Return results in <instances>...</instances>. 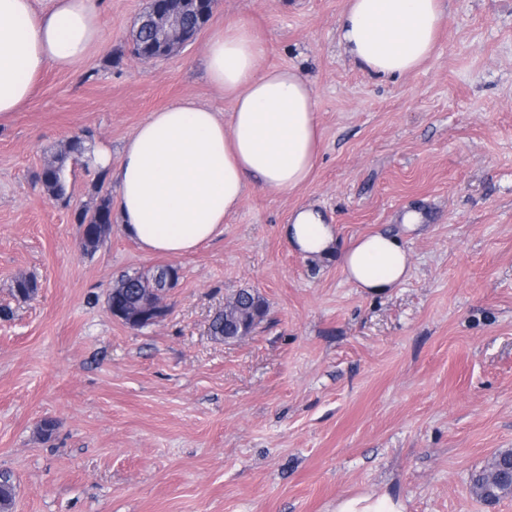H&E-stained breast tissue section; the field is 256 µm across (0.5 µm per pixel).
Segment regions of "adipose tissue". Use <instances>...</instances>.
<instances>
[{
	"instance_id": "obj_1",
	"label": "adipose tissue",
	"mask_w": 512,
	"mask_h": 512,
	"mask_svg": "<svg viewBox=\"0 0 512 512\" xmlns=\"http://www.w3.org/2000/svg\"><path fill=\"white\" fill-rule=\"evenodd\" d=\"M100 0H0V114L29 98L47 68L74 70L107 48ZM442 0H347L340 41L369 76L397 77L432 54ZM266 49L245 25L216 31L207 46L211 84L233 101L230 121L190 99L151 113L122 147L118 220L149 254L190 252L224 231L253 187L292 191L309 179L321 132L309 80L293 67H262ZM310 258L339 255L348 281L372 294L403 284L410 268L399 234L383 227L345 250L319 207L296 208L283 228Z\"/></svg>"
}]
</instances>
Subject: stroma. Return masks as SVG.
<instances>
[{
    "mask_svg": "<svg viewBox=\"0 0 512 512\" xmlns=\"http://www.w3.org/2000/svg\"><path fill=\"white\" fill-rule=\"evenodd\" d=\"M347 0H213L196 40L164 59L130 52L147 0H105L106 51L46 70L0 116V471L12 512H335L388 493L404 512H512L470 491L512 449V0H442L436 49L395 79L363 73L340 45ZM242 23L263 66L310 80L321 131L310 180L253 189L224 232L193 252L150 255L120 224L93 252L75 213L114 175L68 161L69 197L38 176L75 132L111 147L177 99L229 119L210 84L211 34ZM322 208L341 245L407 210L405 283L378 295L333 258L292 251L282 227ZM171 265L162 321L132 328L107 295L117 278ZM35 276L36 299L11 294ZM267 315L224 342L212 317L240 290ZM55 421L51 438L38 428Z\"/></svg>",
    "mask_w": 512,
    "mask_h": 512,
    "instance_id": "35a3bbf8",
    "label": "stroma"
}]
</instances>
